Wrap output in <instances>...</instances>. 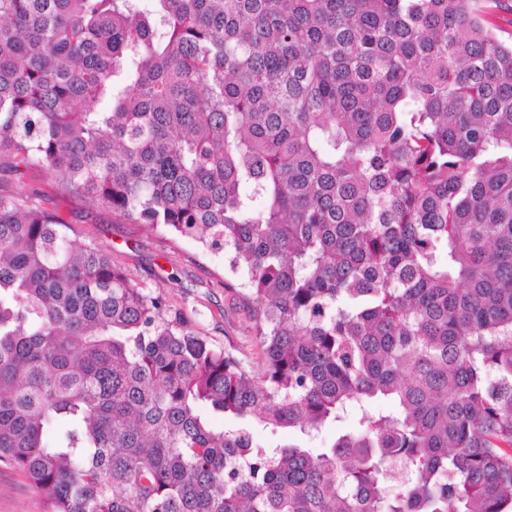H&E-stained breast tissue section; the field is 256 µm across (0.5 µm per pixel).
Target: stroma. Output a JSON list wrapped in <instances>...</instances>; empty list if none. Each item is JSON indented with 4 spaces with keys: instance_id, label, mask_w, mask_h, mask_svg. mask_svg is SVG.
I'll return each instance as SVG.
<instances>
[{
    "instance_id": "35a3bbf8",
    "label": "stroma",
    "mask_w": 512,
    "mask_h": 512,
    "mask_svg": "<svg viewBox=\"0 0 512 512\" xmlns=\"http://www.w3.org/2000/svg\"><path fill=\"white\" fill-rule=\"evenodd\" d=\"M28 179L40 190L43 205L57 211L80 240L110 247L116 264L147 291L163 293L214 345L239 349L259 362L261 351L240 278L228 269L223 253L207 251L196 240L161 228L137 227L107 209L87 211L76 200L58 197L40 172H30ZM43 509L38 493L18 472L0 468V512Z\"/></svg>"
}]
</instances>
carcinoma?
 <instances>
[{"mask_svg": "<svg viewBox=\"0 0 512 512\" xmlns=\"http://www.w3.org/2000/svg\"><path fill=\"white\" fill-rule=\"evenodd\" d=\"M33 167L224 252L260 362ZM0 172V467L44 512H512V0H0ZM356 420L350 417H343L339 421L329 423L313 440L310 441L311 448H320L328 445L339 435L352 430Z\"/></svg>", "mask_w": 512, "mask_h": 512, "instance_id": "obj_1", "label": "carcinoma"}]
</instances>
